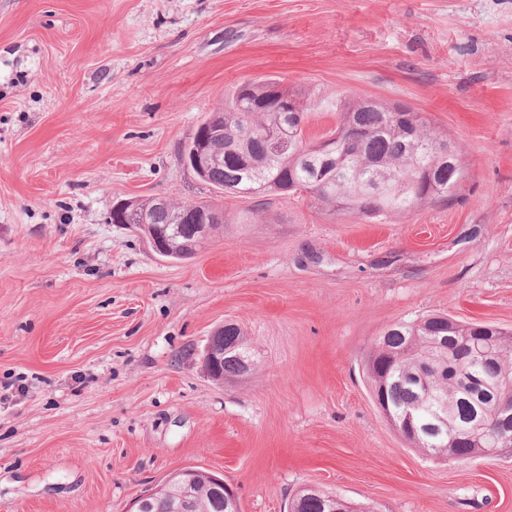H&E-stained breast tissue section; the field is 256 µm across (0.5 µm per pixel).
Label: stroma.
I'll return each instance as SVG.
<instances>
[{
    "label": "stroma",
    "instance_id": "obj_1",
    "mask_svg": "<svg viewBox=\"0 0 512 512\" xmlns=\"http://www.w3.org/2000/svg\"><path fill=\"white\" fill-rule=\"evenodd\" d=\"M423 113L463 150L452 203L385 221L216 193L182 149L234 87ZM223 207L184 261L123 199ZM512 330V0H0V512H129L171 473L242 512L315 487L364 512H512V453L410 447L363 373L390 325ZM258 366L215 384L224 322Z\"/></svg>",
    "mask_w": 512,
    "mask_h": 512
}]
</instances>
